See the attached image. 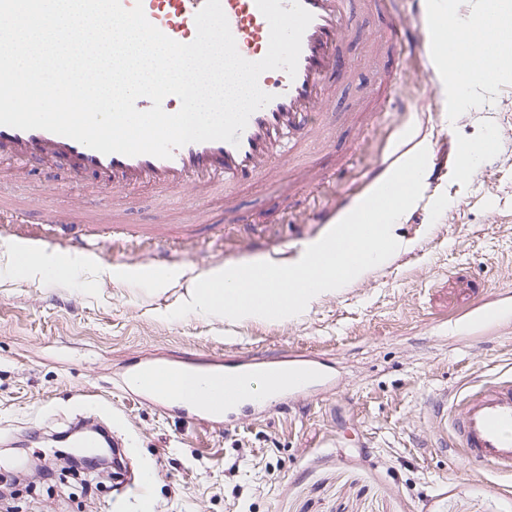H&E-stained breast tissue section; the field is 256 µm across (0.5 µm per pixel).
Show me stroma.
<instances>
[{
  "label": "stroma",
  "mask_w": 512,
  "mask_h": 512,
  "mask_svg": "<svg viewBox=\"0 0 512 512\" xmlns=\"http://www.w3.org/2000/svg\"><path fill=\"white\" fill-rule=\"evenodd\" d=\"M383 26L354 16L337 111L370 104L385 64L367 44ZM432 56L425 43L405 50L400 103L364 132L341 127L335 147L314 154L336 180L291 205L277 183L259 182L240 192L238 220L215 201L211 223L168 240L179 257L296 259L330 229L314 212L366 195L400 125L416 122L441 173L394 227L405 249L296 320L168 319L201 273L179 271L159 291L117 280L145 275L129 260L156 253L146 238H114L86 254L76 280L54 282L11 273L15 245L0 239V512H141L145 491L152 512H507L512 472L467 465L445 418L483 384L512 380V321L479 336L464 328L475 304L512 292V75L448 99L423 77ZM466 142L485 145L470 176ZM173 219L148 187L125 214L129 224ZM298 351L331 366L335 386L226 426L145 405L124 386L146 360L203 368ZM80 423L111 427L123 474L42 479L35 459L73 455L61 436Z\"/></svg>",
  "instance_id": "stroma-1"
}]
</instances>
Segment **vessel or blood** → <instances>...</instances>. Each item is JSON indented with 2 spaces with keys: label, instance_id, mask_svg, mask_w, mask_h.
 Listing matches in <instances>:
<instances>
[{
  "label": "vessel or blood",
  "instance_id": "b4317fda",
  "mask_svg": "<svg viewBox=\"0 0 512 512\" xmlns=\"http://www.w3.org/2000/svg\"><path fill=\"white\" fill-rule=\"evenodd\" d=\"M124 8L142 3L148 20L165 35L180 43L192 42L197 34L195 15L205 0H120ZM387 18L384 36L375 41L377 54L394 55L398 47L412 45L411 31L393 22L391 0H301L313 19L305 30L295 75L284 70L262 73L258 84L271 94V101L253 112L238 144L225 141L190 143L174 149L171 158L151 155L134 157L118 153L102 154L75 140L45 130H20L0 125V160L11 164L10 175L28 180L38 170L62 172L80 189L68 207L42 212L39 221L57 229L53 240L67 254L102 253L108 234L129 235L133 229L123 216L133 192L142 186L154 188L166 198H177L184 213L183 223L193 226L210 220L209 202L222 194L226 212L238 207V192L263 180L286 183L305 190L323 179L315 163L304 161L307 150L316 144L334 146L336 126L325 119L327 108L336 104V80L347 72L342 47L352 27V6ZM240 55L249 61L267 53L270 28L255 0H221ZM496 31L493 17H471L467 43L472 54H485ZM398 85V72L387 69L376 94V110L390 103ZM105 193L107 207L94 206L93 199ZM84 211L90 223L103 233L95 240L70 238L66 229L75 225L76 211ZM502 299L478 303L470 319L478 332L488 330L502 318ZM171 383L155 384L154 365L148 364L130 379L138 395H149L177 407L193 411L198 419L226 423L246 406L284 407L313 384L330 385L333 376L312 354L295 355L287 371L265 379L253 362L230 360L212 367L211 382L187 393L176 365H169ZM267 382L261 393L258 382ZM453 432L466 462L512 470V381L494 382L467 396L451 421Z\"/></svg>",
  "mask_w": 512,
  "mask_h": 512
}]
</instances>
